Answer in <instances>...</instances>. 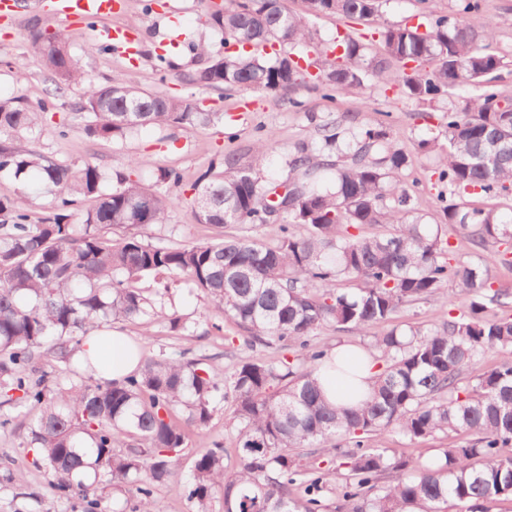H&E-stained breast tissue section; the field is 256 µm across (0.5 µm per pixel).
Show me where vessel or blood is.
Masks as SVG:
<instances>
[{
  "mask_svg": "<svg viewBox=\"0 0 512 512\" xmlns=\"http://www.w3.org/2000/svg\"><path fill=\"white\" fill-rule=\"evenodd\" d=\"M47 3L63 23L97 22L96 37L103 45L128 48L133 44L134 38L127 28L104 23L116 10L118 0H47Z\"/></svg>",
  "mask_w": 512,
  "mask_h": 512,
  "instance_id": "b4317fda",
  "label": "vessel or blood"
}]
</instances>
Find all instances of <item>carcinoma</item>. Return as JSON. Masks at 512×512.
Segmentation results:
<instances>
[{"label":"carcinoma","instance_id":"carcinoma-1","mask_svg":"<svg viewBox=\"0 0 512 512\" xmlns=\"http://www.w3.org/2000/svg\"><path fill=\"white\" fill-rule=\"evenodd\" d=\"M306 2L305 17L288 0H223L207 24L224 33V44L253 50L213 57L205 44L189 42L204 66L185 81L270 94L310 85L345 92L376 81L418 102L475 88L479 93L462 105L449 101L438 136L421 147L437 150L438 178L448 186L512 202V161L492 159L494 139L512 143V99L492 85L504 62L484 45L493 37L491 24L480 32L445 15L424 32L385 24L382 53L346 37L340 55L310 62L312 73L299 63L303 54L266 48L308 45L310 16L368 21L384 0ZM30 45L54 90L35 108L0 99V172L19 181L39 172L53 194L52 215L32 224L23 194L0 197V407H9L0 428L29 418L33 464L57 494L97 512L105 489H132L133 512H164L154 487L177 477L190 433L205 448L203 431L227 403L239 423L241 467L227 469L217 443L195 455L184 492L196 512H210L216 493L224 512H447L450 502L464 512H488L487 504L512 498V315H483L487 306L503 305L491 289L490 266L452 262L443 225L425 222L398 179L409 156L385 126L354 132L337 119L318 123L313 140L289 151L285 192L276 202L256 165L275 148L273 135L254 145L251 161L224 155L223 171L194 185L193 215L199 224L232 231L211 242L156 246L144 231L166 222L173 200L161 187L179 186V172L161 170L155 187L118 173L105 191L99 165L55 161L24 145L23 134L73 84L83 93L72 121L89 138H124L144 125L192 130L224 115L122 78L98 84L57 33L35 29ZM410 62L416 67L408 73ZM87 199L93 206L72 223ZM442 213L459 236L512 265V224L500 205L470 209L451 201ZM270 224L278 228L272 245L253 235ZM380 224L391 230L363 234V227ZM296 225L305 227L304 236L294 234ZM114 227L126 234L112 238ZM181 278L243 330L244 350L231 372L220 379L180 351L141 355L138 369L120 383L95 378L79 358L93 329L140 319L187 329L163 302ZM145 281L156 287H142ZM450 282L467 299L460 313L430 328L395 323L403 306L447 303ZM384 324L390 329L370 344L376 370L368 399L358 408L330 405L318 373L332 371L351 388L362 359L351 354L330 363L310 337L324 327L361 335ZM272 345L291 358L259 353ZM490 351L500 355L498 363L463 382V372ZM43 356L64 365L67 378L38 365ZM391 429L411 441L439 433L468 441L421 461L379 445ZM332 490L335 507L327 503Z\"/></svg>","mask_w":512,"mask_h":512}]
</instances>
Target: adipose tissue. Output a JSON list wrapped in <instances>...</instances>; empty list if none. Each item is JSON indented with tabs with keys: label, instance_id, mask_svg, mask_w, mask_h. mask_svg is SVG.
I'll return each instance as SVG.
<instances>
[{
	"label": "adipose tissue",
	"instance_id": "obj_1",
	"mask_svg": "<svg viewBox=\"0 0 512 512\" xmlns=\"http://www.w3.org/2000/svg\"><path fill=\"white\" fill-rule=\"evenodd\" d=\"M83 355L95 377L103 380L123 381L138 365L136 340L118 331L90 333L83 343Z\"/></svg>",
	"mask_w": 512,
	"mask_h": 512
}]
</instances>
